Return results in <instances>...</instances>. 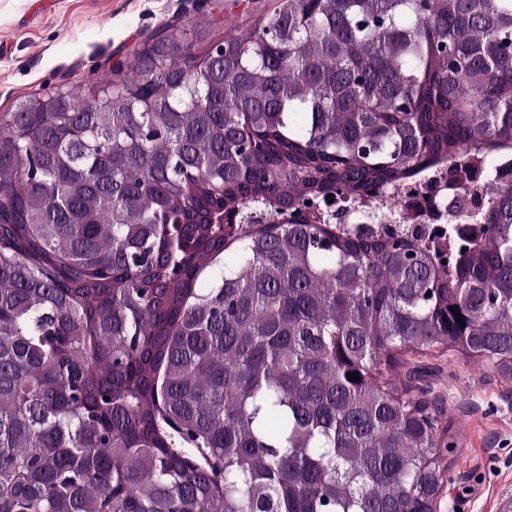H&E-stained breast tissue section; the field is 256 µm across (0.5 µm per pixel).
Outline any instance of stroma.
I'll return each mask as SVG.
<instances>
[{
	"label": "stroma",
	"instance_id": "obj_1",
	"mask_svg": "<svg viewBox=\"0 0 512 512\" xmlns=\"http://www.w3.org/2000/svg\"><path fill=\"white\" fill-rule=\"evenodd\" d=\"M278 0H0V113L60 85L111 81L160 29L200 40L243 36ZM393 386L442 410L455 444L439 512H512V383L453 350L401 354Z\"/></svg>",
	"mask_w": 512,
	"mask_h": 512
}]
</instances>
